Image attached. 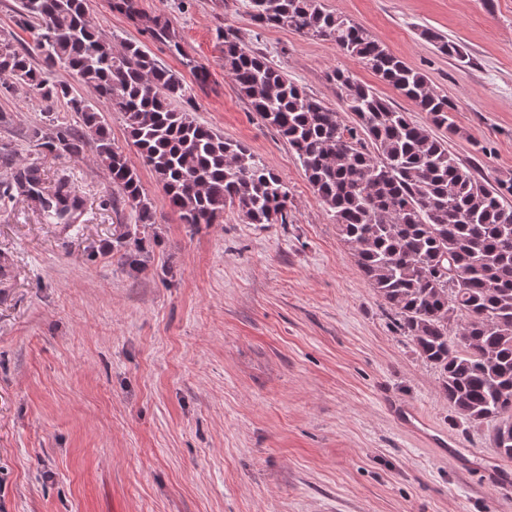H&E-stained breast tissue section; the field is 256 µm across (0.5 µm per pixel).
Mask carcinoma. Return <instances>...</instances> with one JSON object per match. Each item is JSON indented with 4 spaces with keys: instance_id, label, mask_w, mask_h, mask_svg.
Masks as SVG:
<instances>
[{
    "instance_id": "cac0c4a2",
    "label": "carcinoma",
    "mask_w": 512,
    "mask_h": 512,
    "mask_svg": "<svg viewBox=\"0 0 512 512\" xmlns=\"http://www.w3.org/2000/svg\"><path fill=\"white\" fill-rule=\"evenodd\" d=\"M87 0H19L15 23L36 31L35 49L0 43L7 97L21 85L46 110L65 104L73 124L32 131L49 153L88 155L106 166L112 187L136 215L112 238L128 266L139 262L155 209L139 175L112 144L98 104L123 114L132 145L164 190V204L185 224H216L234 210L245 224H286L288 189L244 144L196 122L189 88L134 40L112 45L86 20ZM261 28H290L330 40L429 115L416 124L352 75L335 70L336 97L353 123L288 78L267 56L224 33V71L260 120L297 155L320 203L332 213L363 276L399 320L420 357L442 379L448 406L465 421L494 423L491 445L512 459V181L491 184L464 168L434 133L458 130L448 97L390 54L352 20L321 0H247ZM424 38L450 57L461 46L430 30ZM62 67L88 89L80 96L45 71ZM35 202L59 224H73L84 202L67 183L44 191L26 166L3 189ZM458 332L448 338V326Z\"/></svg>"
}]
</instances>
